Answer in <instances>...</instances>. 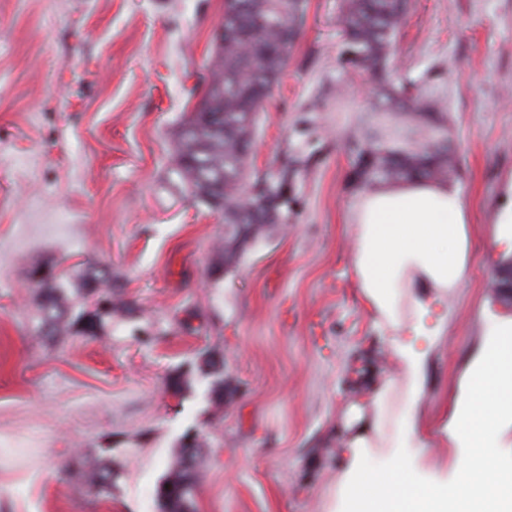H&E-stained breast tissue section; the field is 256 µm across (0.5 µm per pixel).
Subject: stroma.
Masks as SVG:
<instances>
[{"mask_svg": "<svg viewBox=\"0 0 512 512\" xmlns=\"http://www.w3.org/2000/svg\"><path fill=\"white\" fill-rule=\"evenodd\" d=\"M340 4L307 0L260 114L252 169L287 170L283 221L228 261L223 216L173 164L224 0H0V512H159L187 434L203 460L196 512H342L349 412L393 364L352 262L343 139L374 84L343 60ZM393 60L445 99L448 182L472 221L420 404L432 430L488 315H512L493 285L512 260L493 234L512 202V0H412ZM89 265L131 314L44 335L33 270L68 282ZM87 459L110 469L108 494L83 484Z\"/></svg>", "mask_w": 512, "mask_h": 512, "instance_id": "stroma-1", "label": "stroma"}]
</instances>
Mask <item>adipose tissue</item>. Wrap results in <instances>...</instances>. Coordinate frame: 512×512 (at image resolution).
I'll use <instances>...</instances> for the list:
<instances>
[{
	"instance_id": "1",
	"label": "adipose tissue",
	"mask_w": 512,
	"mask_h": 512,
	"mask_svg": "<svg viewBox=\"0 0 512 512\" xmlns=\"http://www.w3.org/2000/svg\"><path fill=\"white\" fill-rule=\"evenodd\" d=\"M348 223L361 295L400 367L397 379L373 393L371 417L357 408L350 413L357 431L343 450L348 465L340 481L348 512H512V469L498 464L512 444V317L489 321L439 428L456 450L450 474L429 465L419 419L432 352L446 330L438 311L471 263L465 197L427 179L380 184L355 198ZM403 440L418 447L417 456L398 453ZM371 448L386 449L385 469H364Z\"/></svg>"
}]
</instances>
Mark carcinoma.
I'll list each match as a JSON object with an SVG mask.
<instances>
[{
  "instance_id": "cac0c4a2",
  "label": "carcinoma",
  "mask_w": 512,
  "mask_h": 512,
  "mask_svg": "<svg viewBox=\"0 0 512 512\" xmlns=\"http://www.w3.org/2000/svg\"><path fill=\"white\" fill-rule=\"evenodd\" d=\"M409 0H342L341 23L350 64L378 85V94L347 139L351 183L362 191L380 183L414 178L443 180L458 160L448 146L445 107L433 97L407 95L390 80V47ZM306 11V0H224V22L200 76L203 96L178 130L176 172L197 201L224 213V223L248 233L276 224L286 203L288 171L252 178L257 120L287 64ZM86 307L71 314L68 288L50 271L34 278L42 290L41 323L48 336L73 328L95 335L104 320L128 304L93 266L80 276ZM85 484L101 493L111 472L96 460L81 466ZM201 476L199 445L182 444L156 489L159 510L195 512Z\"/></svg>"
}]
</instances>
